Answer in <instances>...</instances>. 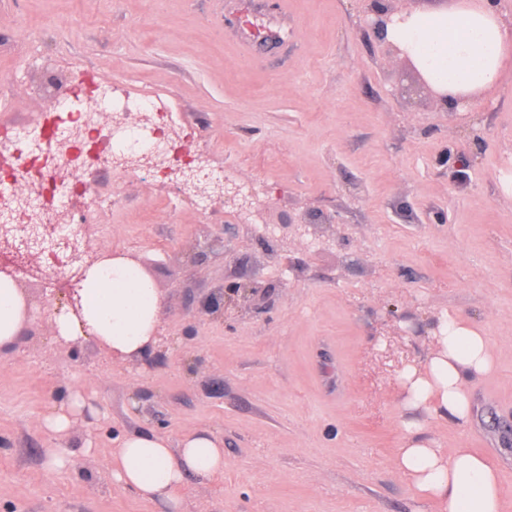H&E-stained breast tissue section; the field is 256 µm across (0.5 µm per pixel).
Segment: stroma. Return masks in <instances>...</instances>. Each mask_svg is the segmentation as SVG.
<instances>
[{
	"label": "stroma",
	"instance_id": "35a3bbf8",
	"mask_svg": "<svg viewBox=\"0 0 512 512\" xmlns=\"http://www.w3.org/2000/svg\"><path fill=\"white\" fill-rule=\"evenodd\" d=\"M256 0L291 39L243 60L232 0H0V69L42 32L19 66L0 122L31 125L50 107L43 75L59 58L163 93L198 123L216 162L267 193L265 221L236 223L223 198L210 215L168 210L151 182L134 186L89 259L148 261L163 300L157 347L113 363L86 341L56 342L40 310L46 261L17 274L34 315L0 354V512H171L109 478L123 435L152 430L178 446L207 429L224 440V472L187 476L180 512H435L395 466L406 431L400 376L437 347L444 312L482 327L496 367L471 380L466 428L432 418L444 448H492L512 512V57L497 86L465 112L444 109L403 57L367 27V0ZM151 234L137 238L143 209ZM319 251L266 235V223L309 216ZM256 277L267 298L201 313L224 278ZM98 417L64 444L73 466L46 465L41 419L68 389ZM98 447L84 451L86 433Z\"/></svg>",
	"mask_w": 512,
	"mask_h": 512
}]
</instances>
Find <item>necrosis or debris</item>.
I'll use <instances>...</instances> for the list:
<instances>
[{
  "label": "necrosis or debris",
  "instance_id": "necrosis-or-debris-1",
  "mask_svg": "<svg viewBox=\"0 0 512 512\" xmlns=\"http://www.w3.org/2000/svg\"><path fill=\"white\" fill-rule=\"evenodd\" d=\"M46 87L52 106L42 124H0V238H13L17 256L36 250L79 260L87 225L120 209L123 188L141 176L159 183L173 210L233 182L169 100L132 95L126 80L69 59ZM100 167L115 179L108 198L91 178Z\"/></svg>",
  "mask_w": 512,
  "mask_h": 512
}]
</instances>
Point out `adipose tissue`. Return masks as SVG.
I'll return each mask as SVG.
<instances>
[{
  "label": "adipose tissue",
  "instance_id": "ef3b65f1",
  "mask_svg": "<svg viewBox=\"0 0 512 512\" xmlns=\"http://www.w3.org/2000/svg\"><path fill=\"white\" fill-rule=\"evenodd\" d=\"M385 38L408 56L428 84L452 98L492 90L505 59L512 54V29L490 0H457L435 12L400 11L391 15ZM77 310L53 315L57 340H92L113 361L131 362L159 343L163 300L151 280L127 256L114 254L88 266L78 288ZM30 306L15 281L0 273V353L13 348L29 323ZM437 351L424 369L408 368L403 379L410 407H425L434 417L466 426L471 416L468 382L490 372L493 347L477 325L448 313L435 328ZM95 409L80 390L68 389L65 400L42 418L46 432L59 442L47 449L49 469L73 464L61 447L78 418ZM420 421L405 423L408 432L396 466L412 481L417 495L436 504L438 512H504L497 465L468 448H438L419 438ZM224 470V441L193 431L179 447L153 431L120 438L112 460V480L136 497L161 500L179 508V489L187 474L211 477Z\"/></svg>",
  "mask_w": 512,
  "mask_h": 512
}]
</instances>
